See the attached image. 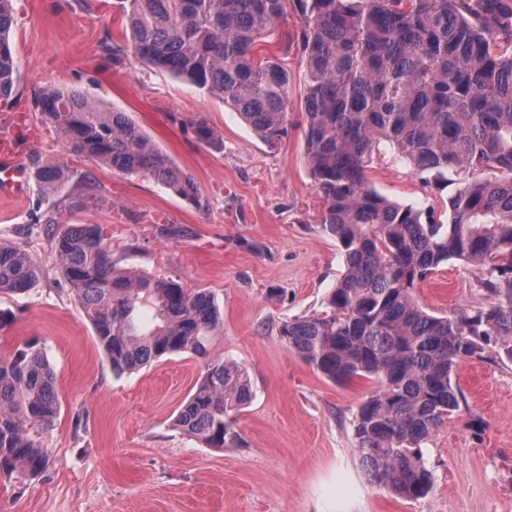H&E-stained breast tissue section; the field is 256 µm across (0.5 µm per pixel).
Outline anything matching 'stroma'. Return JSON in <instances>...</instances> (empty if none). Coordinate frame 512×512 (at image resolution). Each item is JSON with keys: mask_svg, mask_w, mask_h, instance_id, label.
<instances>
[{"mask_svg": "<svg viewBox=\"0 0 512 512\" xmlns=\"http://www.w3.org/2000/svg\"><path fill=\"white\" fill-rule=\"evenodd\" d=\"M112 2L93 0L87 10L78 0H13L18 94L0 101V117L20 116L28 131L21 166L37 156L99 184L102 199L82 218L101 226L118 268L215 295L224 326L213 353L246 369L253 397L233 416L239 447L209 448L174 426L205 372L202 359L170 355L114 376L46 235L28 224L36 198L28 185L23 200L0 198V241L27 249L44 276L26 293L0 295V309L13 315L0 330V353L38 342L61 410L42 435L47 471L25 483L0 477V512H512V361L457 364L465 401L423 448L433 489L407 500L372 483L359 462L353 419L372 382L332 383L280 339L283 320L324 310L344 271L338 243L321 227L305 157L299 48L284 57L288 136L272 149L222 101L133 57L105 59L104 33H121ZM46 87L130 113L193 176L207 209L69 152L32 103ZM199 118L222 134V148L195 138ZM366 176L383 196L447 223L458 176L426 187L384 145ZM415 295L439 315L488 302L480 273L458 261L441 265Z\"/></svg>", "mask_w": 512, "mask_h": 512, "instance_id": "35a3bbf8", "label": "stroma"}]
</instances>
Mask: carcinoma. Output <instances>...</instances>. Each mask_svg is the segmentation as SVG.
<instances>
[{
  "instance_id": "obj_1",
  "label": "carcinoma",
  "mask_w": 512,
  "mask_h": 512,
  "mask_svg": "<svg viewBox=\"0 0 512 512\" xmlns=\"http://www.w3.org/2000/svg\"><path fill=\"white\" fill-rule=\"evenodd\" d=\"M289 4L301 23L307 163L345 270L325 310L282 322L279 336L333 383H374L354 419L360 462L375 483L418 500L433 488L422 443L463 402L457 363L512 361V0H114L123 41L108 33L100 49L221 100L274 148L288 135L290 75L257 46L276 35ZM13 26L11 0H0L1 102L17 90ZM34 103L69 151L206 207L191 174L129 113L66 88L43 89ZM192 127L200 141L221 142L205 120ZM382 143L428 187L450 170L462 175L448 223L368 185ZM30 175L29 224L45 230L112 373L173 354L204 359L174 425L208 448L234 447L228 417L252 388L244 368L211 356L223 327L214 295L122 271L100 225L62 220L57 200L76 216L97 199L87 174L34 159ZM451 260L480 268L488 306L437 315L416 300L417 285ZM41 276L27 250L0 241V294L25 293ZM55 384L37 344L0 355V476L25 482L46 470L40 435L60 412Z\"/></svg>"
}]
</instances>
